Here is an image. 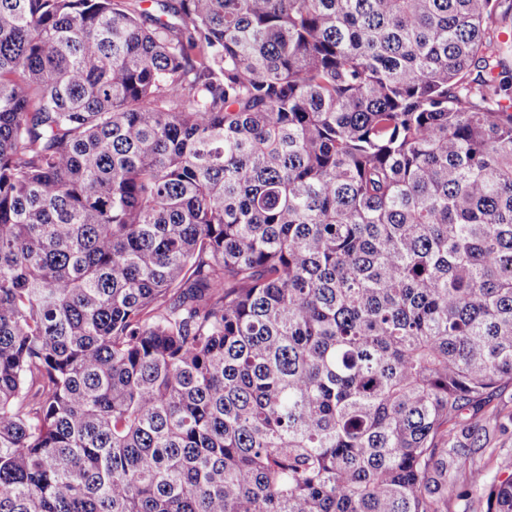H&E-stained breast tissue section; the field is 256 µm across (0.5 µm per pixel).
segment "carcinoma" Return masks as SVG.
I'll return each mask as SVG.
<instances>
[{"label":"carcinoma","mask_w":512,"mask_h":512,"mask_svg":"<svg viewBox=\"0 0 512 512\" xmlns=\"http://www.w3.org/2000/svg\"><path fill=\"white\" fill-rule=\"evenodd\" d=\"M144 2L0 0V512H448L512 0Z\"/></svg>","instance_id":"obj_1"}]
</instances>
